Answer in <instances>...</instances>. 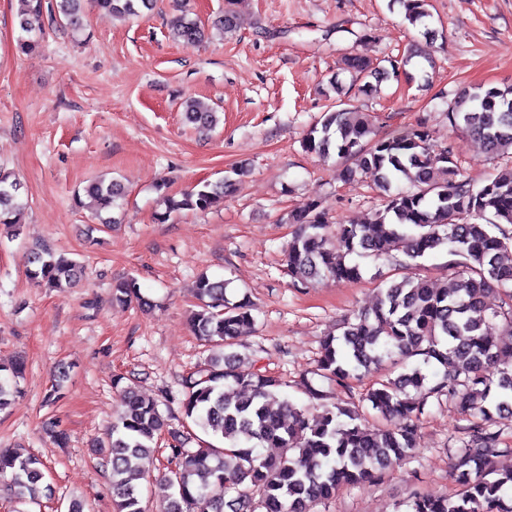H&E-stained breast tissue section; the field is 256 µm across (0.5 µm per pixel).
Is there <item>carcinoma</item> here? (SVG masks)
<instances>
[{"label":"carcinoma","mask_w":512,"mask_h":512,"mask_svg":"<svg viewBox=\"0 0 512 512\" xmlns=\"http://www.w3.org/2000/svg\"><path fill=\"white\" fill-rule=\"evenodd\" d=\"M84 0H18L16 13L21 52L40 48L45 23L75 27ZM98 9L118 17H137L152 0H94ZM405 9L404 21L416 29L431 17L428 0H391ZM173 37L201 40L203 26L185 13L170 21ZM419 56L415 50L386 64L360 54L342 59L352 84L363 91L371 80L398 79ZM323 113L304 138V148L329 158L351 160L343 176L351 180L370 173L384 196L383 208L356 224L331 225L320 201L292 213L296 225L282 264L293 282L315 279L355 281L362 277L361 259L396 261L383 280L371 308L345 320L339 335L321 342L318 370L344 386L356 372L365 375L385 361L417 358L398 377L380 379L363 401L383 420L368 424L356 406L324 405L312 420L288 399L276 400L281 380L269 373L240 369L242 356L225 353L242 330L255 322L246 297L232 302L224 281L203 277L196 285L200 310L190 324L210 348L205 367L185 379L180 409L184 418L223 442L191 451L169 445L171 476L158 490L167 512H311L313 504L335 495L343 485L381 476L416 446L426 402L413 394L445 395L471 418L470 440L452 464L460 490L453 496L414 494L407 512H512V470L499 471L502 455L494 416L512 414V170L476 185L458 178L452 152L433 149L424 120L411 127L377 134L371 115L342 99ZM512 87L464 89L448 106V127L471 135L490 155L512 149ZM184 121L199 132L211 130L218 112L196 100L185 101ZM230 180L205 183L181 196H163L155 220L165 224L184 211L204 212L231 194ZM94 203L93 219L109 227L120 223L114 210L126 196L115 179H99L84 187ZM26 202L23 184L0 168V225L17 237ZM444 250L450 256V285L439 286L417 276L418 260ZM401 252L407 260L396 258ZM28 274L38 284L62 289L80 279L83 267L55 253L47 244L32 247ZM153 306L134 279L112 285V301ZM495 324L498 335L487 332ZM25 369L18 360L0 366V410L20 394ZM120 408L112 422L105 460L116 512H144L136 480L153 464L155 444L166 428L158 404L130 389L119 393ZM262 448H278L265 456ZM41 460L17 449H0V475L9 479L15 502L24 506L44 484Z\"/></svg>","instance_id":"1"}]
</instances>
